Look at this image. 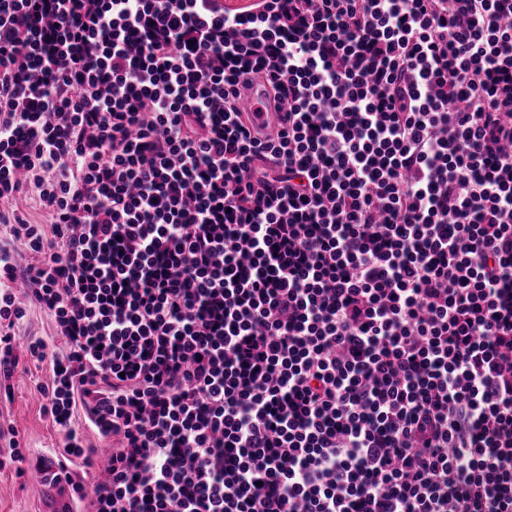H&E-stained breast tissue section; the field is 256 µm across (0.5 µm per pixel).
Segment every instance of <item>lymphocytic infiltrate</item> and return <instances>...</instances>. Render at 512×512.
I'll list each match as a JSON object with an SVG mask.
<instances>
[{"label": "lymphocytic infiltrate", "instance_id": "obj_1", "mask_svg": "<svg viewBox=\"0 0 512 512\" xmlns=\"http://www.w3.org/2000/svg\"><path fill=\"white\" fill-rule=\"evenodd\" d=\"M0 225L82 512H512V0H0ZM19 336L26 338L40 337L48 343L60 346V339L53 335V326L49 318L37 308H31L27 316L21 321L19 326Z\"/></svg>", "mask_w": 512, "mask_h": 512}]
</instances>
